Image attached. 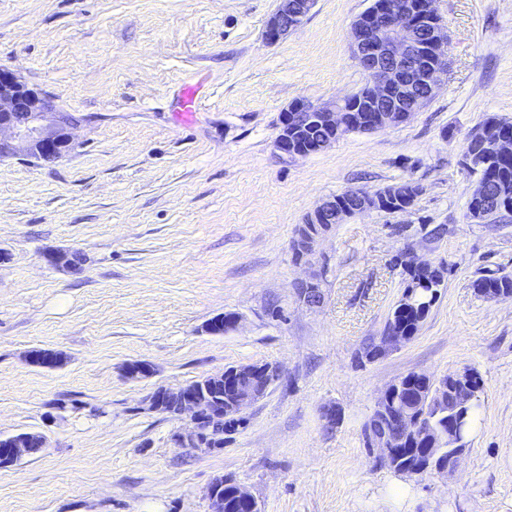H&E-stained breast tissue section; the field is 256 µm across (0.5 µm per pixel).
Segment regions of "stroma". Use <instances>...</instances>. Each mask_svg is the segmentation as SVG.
Returning <instances> with one entry per match:
<instances>
[{"mask_svg":"<svg viewBox=\"0 0 512 512\" xmlns=\"http://www.w3.org/2000/svg\"><path fill=\"white\" fill-rule=\"evenodd\" d=\"M372 3L316 0L271 43L277 0H0V67L77 119L62 161L0 162V436L46 440L0 468V512H210L220 476L261 512H512V299L474 289L512 274V215L468 219L478 175L463 164L486 119L512 121V0H435L450 67L432 99L398 127L283 156V110L367 84L351 26ZM199 80L200 110L180 123ZM402 180L421 188L408 212L357 214L295 261L321 200ZM407 248L445 264L444 286L409 343L366 359ZM57 250L82 254L81 271L50 263ZM314 276L309 305L296 284ZM229 312L236 327L207 331ZM34 349L64 361L33 365ZM137 361L150 374L128 378ZM265 362L282 378L222 451L176 447L184 421L150 407L158 388ZM464 369L480 408L458 470L409 479L377 463L363 427L381 391ZM200 83L187 85L181 93L177 118L182 122L187 121L197 110L198 103L201 102Z\"/></svg>","mask_w":512,"mask_h":512,"instance_id":"stroma-1","label":"stroma"}]
</instances>
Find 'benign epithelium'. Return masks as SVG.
Listing matches in <instances>:
<instances>
[{
    "label": "benign epithelium",
    "mask_w": 512,
    "mask_h": 512,
    "mask_svg": "<svg viewBox=\"0 0 512 512\" xmlns=\"http://www.w3.org/2000/svg\"><path fill=\"white\" fill-rule=\"evenodd\" d=\"M435 0H424L421 10L410 7H386L379 3L374 9L358 17L352 24L355 56L369 75L365 102L369 121L355 115L346 106V100L331 105L315 107L304 101L291 105L280 115L277 150L297 158L312 150L322 151L346 128L371 131L394 128L405 122L412 113L435 94L443 78L448 74V35L434 7ZM315 0H278V6L266 22L268 41L278 42L298 27L309 14ZM73 149L71 126L61 120L54 102L40 95L14 72L0 68V161L23 151L29 157L46 162L65 158ZM512 154V136L495 130L482 136L477 149L465 156L466 165H472L473 157L486 161ZM475 193L484 205L468 211V218L482 222L486 204L492 197L490 184L479 180ZM383 205L380 193L369 194L353 191L347 202L330 197L323 200L307 216L304 231L293 245L296 260L301 262L314 252V247L336 224L357 213L374 210ZM298 295L308 304H318L322 295L314 279L297 285ZM412 339L409 333L397 328H385L379 341L373 344L374 353L385 356ZM431 385L436 399L451 390L448 396V429L436 430L428 416V408L421 404L406 405L402 390V378H397L381 392L373 413L385 423L384 433L371 438L369 448L376 452V459L390 468H396L393 458L396 449L410 439L422 441L430 448L448 449V461L442 462L435 455L426 464L403 471L412 477L428 471L451 474L460 466L467 443L462 438V414L472 399L471 386L474 373L468 369L441 378H433L423 372H412ZM235 403L225 411L219 397L204 394L196 383L179 387L174 393L166 388L154 392L150 408L161 411L164 403L171 401L178 408V417L188 421V428L175 434V442L182 448L212 453L220 451V445L211 435L213 425L230 417H243L245 410L266 395L255 388L246 378L235 385ZM3 449L17 461L33 456L46 447L45 439L18 436L8 440Z\"/></svg>",
    "instance_id": "benign-epithelium-1"
}]
</instances>
